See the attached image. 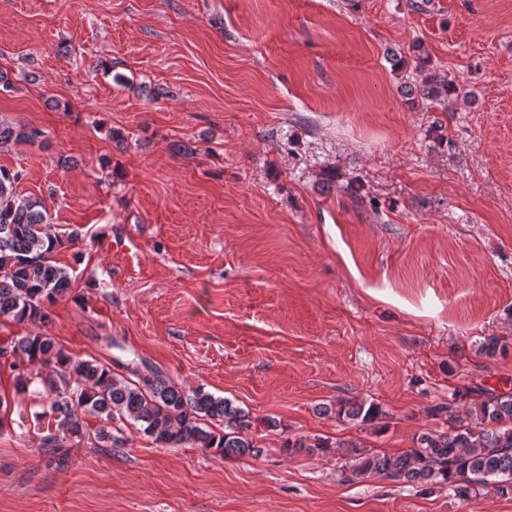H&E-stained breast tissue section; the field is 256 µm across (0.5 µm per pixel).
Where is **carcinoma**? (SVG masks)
I'll use <instances>...</instances> for the list:
<instances>
[{
  "instance_id": "1",
  "label": "carcinoma",
  "mask_w": 512,
  "mask_h": 512,
  "mask_svg": "<svg viewBox=\"0 0 512 512\" xmlns=\"http://www.w3.org/2000/svg\"><path fill=\"white\" fill-rule=\"evenodd\" d=\"M429 63L416 47L415 70L421 79L408 84L410 91L431 102L456 93L447 77L430 72ZM40 136L37 129L0 124V143L33 142ZM23 177L21 170L0 167V318L18 323L46 320L45 304L64 295L71 284L68 269L54 258L64 241L50 232L41 202L17 191ZM35 364L54 369V376L43 380L48 399L41 413L47 420L42 446L59 461L67 439L86 436L88 416L103 421L94 434L99 448L120 446L112 429L122 423L155 444L199 448L222 460L263 452L245 435L249 414L227 398L201 388L188 393L154 369L133 370L128 378L109 364L66 354L44 332L11 336L0 345V367L15 374L17 390H28L39 377L32 371ZM428 414L445 419L447 427L419 435L415 446L400 454H355L342 466L343 480L373 477L424 492L446 486L460 500L483 491L512 498V393L466 386ZM383 415L379 404L367 400L348 402L338 411L355 424H372ZM209 420L216 426L208 425ZM287 448L324 452L330 442L289 441Z\"/></svg>"
}]
</instances>
